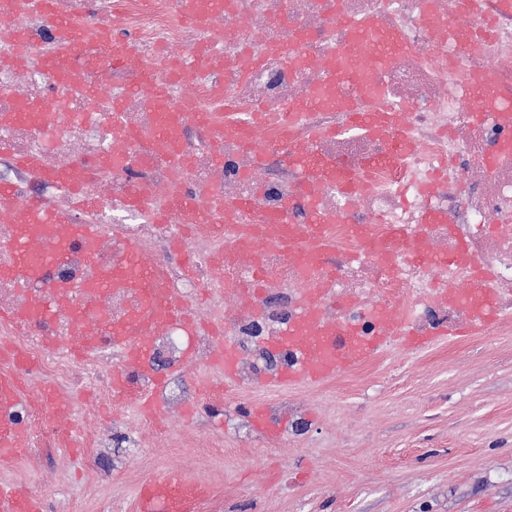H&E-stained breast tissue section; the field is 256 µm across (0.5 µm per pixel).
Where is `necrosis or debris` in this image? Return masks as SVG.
Here are the masks:
<instances>
[{
    "label": "necrosis or debris",
    "mask_w": 512,
    "mask_h": 512,
    "mask_svg": "<svg viewBox=\"0 0 512 512\" xmlns=\"http://www.w3.org/2000/svg\"><path fill=\"white\" fill-rule=\"evenodd\" d=\"M427 3L423 12L418 0H227L223 12L198 26L179 12L177 0H51L50 14L0 20V46L9 47L18 27L30 40L24 64L0 62V180L13 185L14 206L34 200L60 223L97 228L94 260L76 249L49 273L53 284L84 281L88 291L59 294L58 314L42 328L0 320V336L25 347L60 386L76 391L92 384L109 395L124 360L106 343V326L132 319L145 296L133 288L100 292L92 284L111 276L130 241L162 270L164 288L180 301L192 306L207 297L197 326L171 322L155 333V346L172 362L189 345L209 360L219 330L240 352L255 337L284 335L304 299L340 330L390 336L404 323L430 336L469 318L460 293L481 270L493 278L496 316L488 326L511 335L512 157L488 168L503 133L473 125L476 103L468 89L474 77L487 78V106L512 113V0H481L479 13L467 17L459 0ZM57 16L89 29L112 25L132 43V64L112 68L107 52L92 47L82 69L96 95L57 85L51 65ZM351 20L373 21L407 46L365 68L350 89L370 108L403 113L407 150L349 125L339 105L302 106L310 93L325 90L324 70L348 44ZM289 51L302 66L288 68ZM187 58L191 67L177 69ZM157 84L171 110L190 101L206 115L172 144L149 134ZM25 104L42 110L15 119ZM319 129L328 137L312 141ZM310 144L318 157L359 173V188L346 194L304 184L291 157ZM113 154L122 165L104 166ZM21 156L33 159V168H18ZM68 167L75 183L56 180ZM136 192L145 196L143 207L129 203ZM221 199L245 202L234 224L271 223L287 202L294 205L288 216L294 226L316 210L335 239L333 250L317 257L326 274L306 272L293 253L262 239L233 251L232 227L189 223L187 207ZM429 210L443 213V221L426 222ZM359 225L367 236L356 233ZM394 227L402 235L392 240ZM14 230L0 222V310L27 307L41 294L7 274L15 262ZM461 249L467 258L455 261ZM218 253L219 267L212 262ZM439 256L447 265L436 264ZM44 333L80 342L82 359L75 363L36 344Z\"/></svg>",
    "instance_id": "1"
}]
</instances>
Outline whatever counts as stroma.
<instances>
[{"label": "stroma", "instance_id": "stroma-1", "mask_svg": "<svg viewBox=\"0 0 512 512\" xmlns=\"http://www.w3.org/2000/svg\"><path fill=\"white\" fill-rule=\"evenodd\" d=\"M193 353L165 369L183 396L153 418L84 389L100 410L73 433L130 421L140 447L34 448L0 458V485L47 512H137L139 486L177 469L213 488L198 512H512V335L437 340L408 362L389 348L317 385L262 375L218 399L202 385L222 375ZM239 404L278 408L281 434H258Z\"/></svg>", "mask_w": 512, "mask_h": 512}]
</instances>
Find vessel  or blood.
Returning <instances> with one entry per match:
<instances>
[{
    "label": "vessel or blood",
    "mask_w": 512,
    "mask_h": 512,
    "mask_svg": "<svg viewBox=\"0 0 512 512\" xmlns=\"http://www.w3.org/2000/svg\"><path fill=\"white\" fill-rule=\"evenodd\" d=\"M184 15L195 22L204 21L212 13L223 10L224 0H179ZM56 47L59 60L55 64L56 76L65 85L79 84L82 68L80 60L88 48V36L84 26L65 18L53 22ZM353 46L364 47L366 63H381L395 57L403 50L398 36L381 34L373 23L354 24L350 27ZM102 42L112 54V62L125 64L129 53L126 39L119 37L112 29H103ZM488 88L476 82L470 87V93L479 105L471 114V121L481 127L490 121L502 122L506 136L501 144L499 155L491 156L490 165H497L500 157H512V118H504L502 113L482 108L481 102L487 97ZM348 111L352 124L372 130L382 128L398 129L400 120L396 114L366 112L355 103L354 98L341 95L337 98ZM202 112L186 108L173 112L158 107L157 120L153 136L160 141L169 140L171 130L179 122H197ZM296 166L306 176L347 190L354 188V179L346 177L338 167L318 160L310 151H303L295 161ZM0 220L13 223L15 236L12 249L15 263L10 268V276L17 280L39 287H47L46 275L51 267L62 261L71 246L84 249L87 257H94L93 241L95 233L91 227L80 225L64 228L55 224L52 217L41 207L27 204L22 210H10L0 213ZM327 227L319 217H311L309 224L301 230L288 226L287 213H280L273 224L265 228V237L274 243L295 246L298 236L311 238L318 249H326L329 241ZM99 287L139 288L145 290L147 299L137 317L130 322L113 325L109 339L114 350L119 351L127 366L126 371L114 373L112 393L116 396L134 398L141 412L152 416L158 412L157 399L164 385L163 377L147 363V343L149 333L165 323L174 321L183 314L175 299L161 288V280L156 269L143 260L135 243H126L124 261L113 267L110 277L99 280ZM479 298L477 305L471 308V321L467 325L468 333L481 332L486 320L492 313L490 289L486 276H479L471 287ZM58 311L53 297H41L34 304L16 312L17 320L33 323L52 321ZM385 337L355 339L337 335L333 326L322 319L319 308L306 301L301 305L299 317L291 323L280 346L292 347L296 353L294 364L286 366L279 378L282 384H318L335 376L356 362H364L375 357L385 345ZM212 365L222 373L225 382L235 379V360L230 345H218ZM139 373L147 382L146 388H137L132 384V374ZM21 390L15 373H0V455L11 458L25 456L30 443L23 427L14 421L11 412L19 402ZM206 495L205 487L195 481L170 471L158 476L142 486L138 501L141 512H190L193 505ZM0 512H46L41 498L29 491L12 486H0Z\"/></svg>",
    "instance_id": "b4317fda"
}]
</instances>
